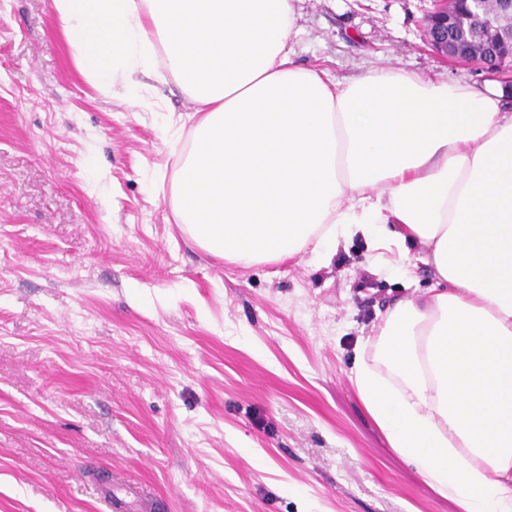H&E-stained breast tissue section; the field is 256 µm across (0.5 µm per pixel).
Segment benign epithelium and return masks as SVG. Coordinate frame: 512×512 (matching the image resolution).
<instances>
[{"label": "benign epithelium", "mask_w": 512, "mask_h": 512, "mask_svg": "<svg viewBox=\"0 0 512 512\" xmlns=\"http://www.w3.org/2000/svg\"><path fill=\"white\" fill-rule=\"evenodd\" d=\"M426 42L442 57L512 84V0H435Z\"/></svg>", "instance_id": "7a95c632"}]
</instances>
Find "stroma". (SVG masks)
Returning <instances> with one entry per match:
<instances>
[{"label": "stroma", "instance_id": "stroma-1", "mask_svg": "<svg viewBox=\"0 0 512 512\" xmlns=\"http://www.w3.org/2000/svg\"><path fill=\"white\" fill-rule=\"evenodd\" d=\"M298 61L470 72L431 0H302ZM156 113L76 69L50 0H0V512H458L349 379L360 337L430 286L363 238L241 267L194 245Z\"/></svg>", "mask_w": 512, "mask_h": 512}]
</instances>
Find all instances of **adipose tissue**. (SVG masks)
I'll return each instance as SVG.
<instances>
[{
	"label": "adipose tissue",
	"mask_w": 512,
	"mask_h": 512,
	"mask_svg": "<svg viewBox=\"0 0 512 512\" xmlns=\"http://www.w3.org/2000/svg\"><path fill=\"white\" fill-rule=\"evenodd\" d=\"M300 0H50L81 73L193 104L170 204L240 266L413 243L429 288L363 337L351 380L390 448L459 512H512V114L488 83L294 58Z\"/></svg>",
	"instance_id": "obj_1"
}]
</instances>
